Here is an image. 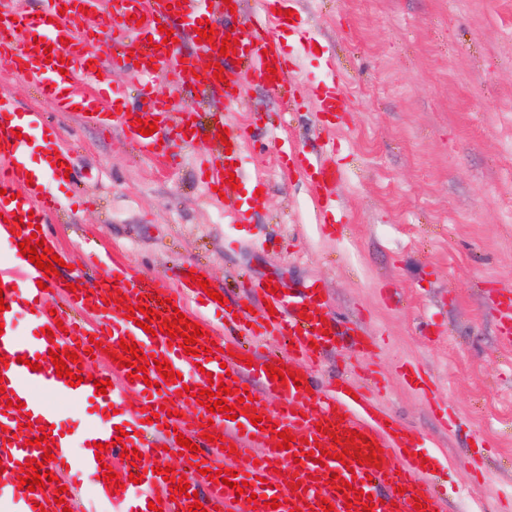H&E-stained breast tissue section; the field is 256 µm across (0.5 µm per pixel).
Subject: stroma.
I'll return each mask as SVG.
<instances>
[{
  "instance_id": "1",
  "label": "stroma",
  "mask_w": 512,
  "mask_h": 512,
  "mask_svg": "<svg viewBox=\"0 0 512 512\" xmlns=\"http://www.w3.org/2000/svg\"><path fill=\"white\" fill-rule=\"evenodd\" d=\"M310 41L281 29L301 81L341 88L343 111L307 101L279 122L278 93L246 85L236 119L252 124L246 161L265 174L263 208L232 225L196 173L206 141L141 154L121 132L55 112L39 87L0 66V91L48 115L74 161L88 207L60 214L55 247L78 259L83 239L157 275L202 267L215 284L242 271L292 288L321 282L328 309L381 343L349 339L317 377L379 378L376 402L423 447L447 512H512V338L500 318L512 286V0H300ZM335 149L336 221L321 223L309 176L283 170L278 146ZM421 369L427 388L404 383ZM456 418L444 427L431 396ZM487 484L472 490L469 458Z\"/></svg>"
}]
</instances>
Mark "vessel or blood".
I'll return each mask as SVG.
<instances>
[{
	"label": "vessel or blood",
	"mask_w": 512,
	"mask_h": 512,
	"mask_svg": "<svg viewBox=\"0 0 512 512\" xmlns=\"http://www.w3.org/2000/svg\"><path fill=\"white\" fill-rule=\"evenodd\" d=\"M260 11L249 13L244 0H119L110 6L105 0H87L85 26L77 30L68 15L62 14V0H41V13L33 17L11 7L0 14V64L39 83L56 111L70 112L78 105L77 85L93 86L94 103L88 119L97 124L112 122L134 141L140 150L159 156L163 137L187 145L197 140L198 114L193 109L175 108L170 97L155 89L158 77L169 76L183 85L193 84V67L200 58L220 64L222 80L212 73L201 79L206 87L219 93L221 101L213 105L207 132L211 143H218L220 129H228L230 154L201 157L200 171L206 172L207 186L226 191L228 175L239 183H250L243 152L249 140L247 128L229 120L238 111L245 83L269 84L278 91L293 90L295 97L317 100L323 113L336 112L342 97L323 87H297L295 66L269 26L270 20L286 25L285 12L295 0H263ZM143 23H136V16ZM209 23L215 35L212 42L197 41L198 22ZM171 29L173 40L164 43V29ZM237 39L236 54L221 56L217 48L224 35ZM138 65L135 100H127L122 86L110 84L111 72ZM274 66L275 80L267 82L266 68ZM157 122L158 130L149 136L138 131V120ZM39 131L46 153L57 154L59 163L50 167L39 183L28 184V157L15 132L18 126ZM283 163L311 173V185L323 211L336 207L334 189L339 173L329 158L311 159L305 152L286 153ZM67 152L58 151L53 132L40 112L18 111L14 99L0 92V242L7 244L9 255L0 260V297L6 311L0 312V495L7 496L16 512H77L79 502L88 497L123 506L124 512H149L150 501L160 500L163 512H188L200 502L205 512H240L242 499L234 488L209 481L207 471L231 469L238 480L247 481L256 493V512H349L344 495L330 483L331 476L351 482L377 504L372 512H415L421 502L427 512H444L443 499L422 483L428 474L415 438L406 435L396 421L382 411L365 391L347 394L345 388L326 390L313 369L325 347L354 328L327 313L322 288L315 283L304 288L268 293L265 280L244 283L247 296L256 298L255 311H247L242 301L231 299L219 304L202 287L191 284L189 266H181L172 278L141 275L116 254H101L91 242L81 250L91 264L105 268L99 287L82 288V266L67 273L45 275L23 256L20 242L34 236L45 239L53 216L69 208L55 190L64 182V169L71 166ZM126 295L127 304L117 301ZM143 305L157 313L150 330L125 319V305ZM29 311L33 333H17L13 321L20 311ZM183 311L187 320L200 324L205 332L198 345L214 341L215 351L185 354L182 346L169 342L159 330L162 320ZM63 322L55 336L44 335V327ZM284 336L288 351L281 356L262 354L257 346L244 344V337ZM119 352L120 341L135 342L144 353L163 356L173 370L180 372L182 383L191 392L208 388V375L221 377L225 386L248 389L255 398L259 414L271 418V427L254 426L245 415L224 418L208 412L197 401L180 397L177 385L161 380L155 364H148L147 380L128 377L126 369L111 362L113 387L106 394L96 391L92 380L71 385L56 375L48 352L75 351L78 362L72 372L86 370L92 341ZM40 360V370L29 363ZM286 367L296 380L287 384L270 379L268 367ZM60 396L88 408L87 422L56 435L53 459L45 465L55 480L34 492L21 488V468L33 458H41L42 448L35 446L39 429L58 425L59 418L50 398ZM22 408H15V401ZM120 415H113V408ZM365 434L360 453L362 463L345 467L337 458L348 439L346 430ZM290 431L296 440L290 448L278 449V434ZM189 437L198 451L182 450L176 434ZM222 436V444L208 442V435ZM379 445L381 461L366 464L371 445ZM332 452L326 464L310 457L311 446ZM138 448L141 460L123 457L126 448ZM178 457V474L184 475L197 499L174 495L168 481L157 475L169 457ZM119 475L120 490L104 481L105 468ZM89 471L94 483L82 489L73 472ZM139 475L141 483L130 482ZM65 493H58V486ZM278 508H269L271 500Z\"/></svg>",
	"instance_id": "obj_1"
}]
</instances>
